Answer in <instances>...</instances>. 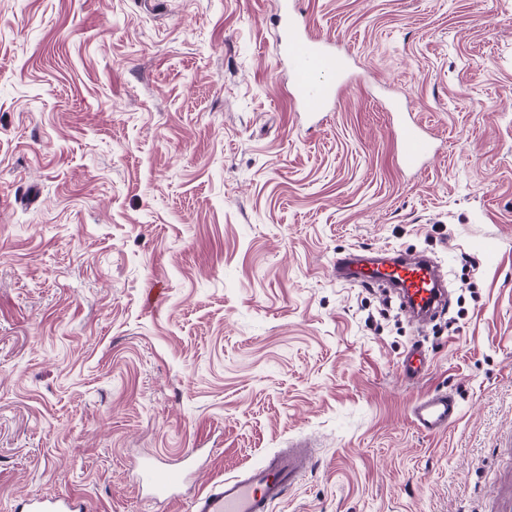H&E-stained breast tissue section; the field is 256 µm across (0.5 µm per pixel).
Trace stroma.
I'll return each instance as SVG.
<instances>
[{
	"mask_svg": "<svg viewBox=\"0 0 512 512\" xmlns=\"http://www.w3.org/2000/svg\"><path fill=\"white\" fill-rule=\"evenodd\" d=\"M301 7L355 62L314 126L276 0H0V512H191L133 463L206 448L198 491L300 439L273 512H512V0ZM395 91L436 139L416 170ZM355 245L427 252L450 316L336 281ZM425 370V358L417 348L410 351L401 364V375L409 382L419 380L424 375ZM460 413L458 400L448 393H431L420 397L411 408V418L416 427L435 434L448 428ZM26 512H86L87 505L80 497H47L33 494L24 500Z\"/></svg>",
	"mask_w": 512,
	"mask_h": 512,
	"instance_id": "1",
	"label": "stroma"
}]
</instances>
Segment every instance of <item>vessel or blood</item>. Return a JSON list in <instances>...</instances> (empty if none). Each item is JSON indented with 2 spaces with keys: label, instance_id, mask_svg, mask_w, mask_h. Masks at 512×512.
<instances>
[{
  "label": "vessel or blood",
  "instance_id": "vessel-or-blood-1",
  "mask_svg": "<svg viewBox=\"0 0 512 512\" xmlns=\"http://www.w3.org/2000/svg\"><path fill=\"white\" fill-rule=\"evenodd\" d=\"M298 0H278L275 24L281 31L278 53L287 58L291 70L289 97L308 121L326 112L337 97L335 82L352 68L350 55L336 52L329 40L311 36L300 27ZM397 118V152L401 165L416 167L432 150L422 126L400 112ZM336 280L372 285L386 281L399 288L406 310L413 318L434 311L440 290L434 267L422 256L394 251L373 259L358 251L337 254L331 266ZM426 370L420 351H410L401 364V375L409 382L419 380ZM458 400L447 393L420 397L411 408L416 427L435 434L455 422ZM315 456L308 448H284L266 457L243 474L224 478L202 492L192 503V512H270L310 468ZM136 477L148 497L157 504L171 501L185 483L187 470L158 460L138 465ZM26 512H87L82 498L47 497L33 494L24 501Z\"/></svg>",
  "mask_w": 512,
  "mask_h": 512
}]
</instances>
